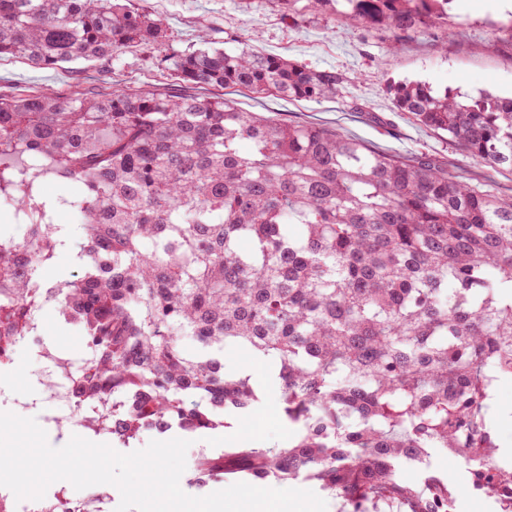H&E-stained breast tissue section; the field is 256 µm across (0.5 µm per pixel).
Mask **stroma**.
<instances>
[{
	"instance_id": "obj_1",
	"label": "stroma",
	"mask_w": 512,
	"mask_h": 512,
	"mask_svg": "<svg viewBox=\"0 0 512 512\" xmlns=\"http://www.w3.org/2000/svg\"><path fill=\"white\" fill-rule=\"evenodd\" d=\"M137 5L160 18L180 47L195 46L204 36L220 42L231 33L256 51L317 70L336 71L344 77L336 97L319 101L225 90V98L239 109L278 121L318 124L378 152L406 158L427 155L463 180L480 179L482 168L442 136L398 111L389 84L421 81L438 92L489 90L512 97V16L493 9L490 0H451L448 21L455 29L450 37L437 34L400 39L388 31H367L331 14L311 11L307 0H294L287 11L278 0H137ZM99 71V64L93 62L35 67L6 59L0 61V94L51 91L67 97L98 87ZM112 81L119 88L175 96L188 90L187 85L151 62L149 50L139 48L128 49L113 60ZM55 221L71 226L72 233L45 277L51 280L62 274L78 278L81 269L76 257L81 251V233L76 229L77 215L62 207ZM41 323L42 344L20 345L11 362L0 366V373L12 376L10 382L0 383V409L8 407L13 413L35 418L58 440L89 436V429L71 420L68 402L47 399L43 378L50 364L42 349L50 347L77 367L90 358L91 351L77 329L61 325L56 305L42 309ZM244 421L246 432L231 440L220 427L206 432L189 433L176 427L167 431V438L191 442L181 476L189 493L199 492L192 478L202 456L220 454L234 445L281 448L293 437L282 412L281 388L276 384Z\"/></svg>"
}]
</instances>
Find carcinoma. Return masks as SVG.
I'll use <instances>...</instances> for the list:
<instances>
[{"label": "carcinoma", "instance_id": "obj_1", "mask_svg": "<svg viewBox=\"0 0 512 512\" xmlns=\"http://www.w3.org/2000/svg\"><path fill=\"white\" fill-rule=\"evenodd\" d=\"M451 0H308L364 30L448 33ZM157 52L192 85L297 100L336 96L343 77L209 38L182 49L123 0H0V59L59 66L123 50ZM397 108L484 167L476 182L426 158L380 153L323 126L280 122L222 95L111 89L63 98L0 96V195L27 238L0 237V347L29 335L56 297L91 349L68 382L88 421L126 443L144 431L213 429L248 413L247 378L224 345L278 368L296 434L277 450L202 457L209 480H302L352 512H453L432 458L481 467L472 486L512 512V469L496 459L490 391L512 379V98L390 86ZM54 175L78 192H39ZM60 203L78 212V280L42 278L64 245ZM195 343L189 351L183 338ZM411 467L413 482L399 471Z\"/></svg>", "mask_w": 512, "mask_h": 512}]
</instances>
